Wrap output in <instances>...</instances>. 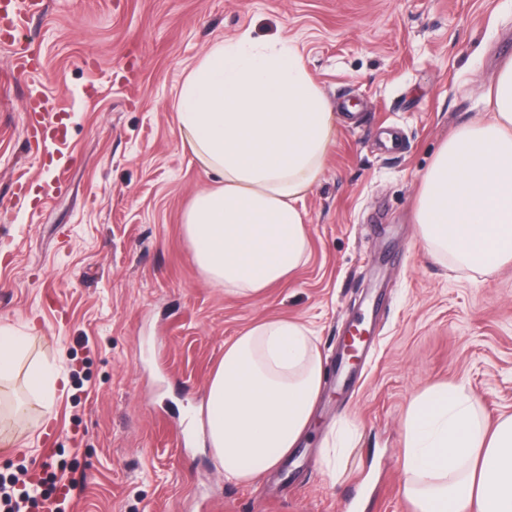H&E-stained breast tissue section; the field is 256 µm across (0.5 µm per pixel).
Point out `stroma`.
Masks as SVG:
<instances>
[{
  "label": "stroma",
  "instance_id": "stroma-1",
  "mask_svg": "<svg viewBox=\"0 0 512 512\" xmlns=\"http://www.w3.org/2000/svg\"><path fill=\"white\" fill-rule=\"evenodd\" d=\"M21 27L33 69L0 44V325L67 383L0 441V480L80 479L66 512H414L411 400L457 384L488 423L512 414V263L459 270L414 224L422 174L512 58V0H46ZM245 30L288 39L343 116L304 201L308 260L258 298L193 260L182 215L214 178L174 112L188 71ZM34 90L68 129L50 159L24 132ZM275 317L313 330L326 380L299 448L241 485L187 430L225 342ZM353 321L373 341L341 364ZM344 418L356 446L333 480L320 448Z\"/></svg>",
  "mask_w": 512,
  "mask_h": 512
}]
</instances>
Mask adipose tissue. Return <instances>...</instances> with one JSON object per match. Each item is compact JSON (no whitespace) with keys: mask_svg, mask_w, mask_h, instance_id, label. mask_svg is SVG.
<instances>
[{"mask_svg":"<svg viewBox=\"0 0 512 512\" xmlns=\"http://www.w3.org/2000/svg\"><path fill=\"white\" fill-rule=\"evenodd\" d=\"M488 120L461 127L422 177L415 211L425 250L490 275L512 262V60L486 94ZM180 136L216 184L183 214L204 278L232 295L287 282L309 251L303 201L319 180L338 116L284 40L250 31L213 44L185 77ZM25 333L0 325V399L20 365L49 402L59 378L26 364ZM325 379L310 329L254 323L224 345L210 376L206 433L225 479L252 484L300 444ZM403 493L416 512H512V414L487 426L457 385L416 396L404 423Z\"/></svg>","mask_w":512,"mask_h":512,"instance_id":"1","label":"adipose tissue"}]
</instances>
